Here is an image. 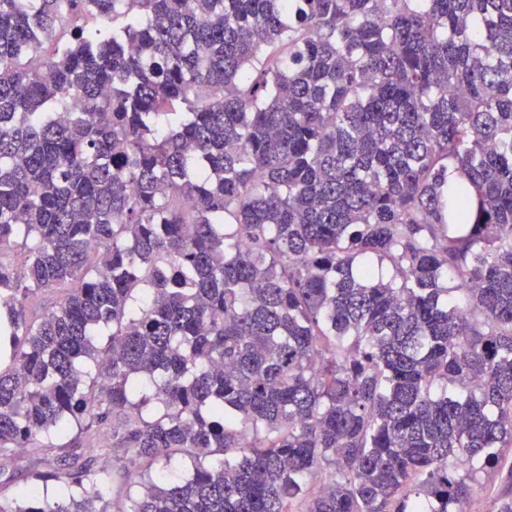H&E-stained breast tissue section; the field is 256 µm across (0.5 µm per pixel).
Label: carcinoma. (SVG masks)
Returning <instances> with one entry per match:
<instances>
[{
  "label": "carcinoma",
  "mask_w": 512,
  "mask_h": 512,
  "mask_svg": "<svg viewBox=\"0 0 512 512\" xmlns=\"http://www.w3.org/2000/svg\"><path fill=\"white\" fill-rule=\"evenodd\" d=\"M1 319L0 512L512 490V0H0ZM37 447V444H33L31 448L19 451L17 466L9 465L6 467V471L0 475V483L3 486L10 485L9 488H12L15 483H22L28 472L41 469L38 462L41 452Z\"/></svg>",
  "instance_id": "1"
}]
</instances>
